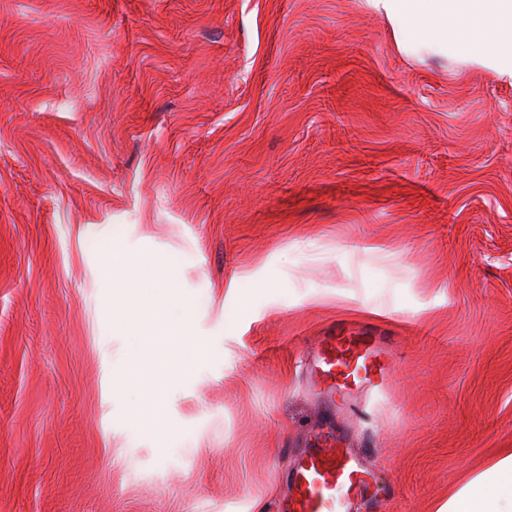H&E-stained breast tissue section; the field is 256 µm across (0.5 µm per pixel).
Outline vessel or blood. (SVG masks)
<instances>
[{
    "instance_id": "1",
    "label": "vessel or blood",
    "mask_w": 512,
    "mask_h": 512,
    "mask_svg": "<svg viewBox=\"0 0 512 512\" xmlns=\"http://www.w3.org/2000/svg\"><path fill=\"white\" fill-rule=\"evenodd\" d=\"M308 360L323 386L326 408L350 414L356 413L361 392L385 391L394 371L381 337L343 327L320 337ZM343 438L342 430H328L296 454L280 512H354L367 495L370 470Z\"/></svg>"
}]
</instances>
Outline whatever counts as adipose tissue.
<instances>
[{"label": "adipose tissue", "instance_id": "adipose-tissue-1", "mask_svg": "<svg viewBox=\"0 0 512 512\" xmlns=\"http://www.w3.org/2000/svg\"><path fill=\"white\" fill-rule=\"evenodd\" d=\"M393 26L400 52L445 57L512 82V0H364ZM436 512H512V448L470 475Z\"/></svg>", "mask_w": 512, "mask_h": 512}]
</instances>
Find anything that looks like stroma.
Returning a JSON list of instances; mask_svg holds the SVG:
<instances>
[{
    "label": "stroma",
    "mask_w": 512,
    "mask_h": 512,
    "mask_svg": "<svg viewBox=\"0 0 512 512\" xmlns=\"http://www.w3.org/2000/svg\"><path fill=\"white\" fill-rule=\"evenodd\" d=\"M166 259L209 346L132 426L100 253ZM343 322L360 512H435L512 448V85L363 0H0V512H276ZM311 373L324 385L323 402L336 410V396L343 412L358 415L356 400L363 391L382 392L393 376L391 350L372 332L338 327L321 336L308 356Z\"/></svg>",
    "instance_id": "obj_1"
}]
</instances>
